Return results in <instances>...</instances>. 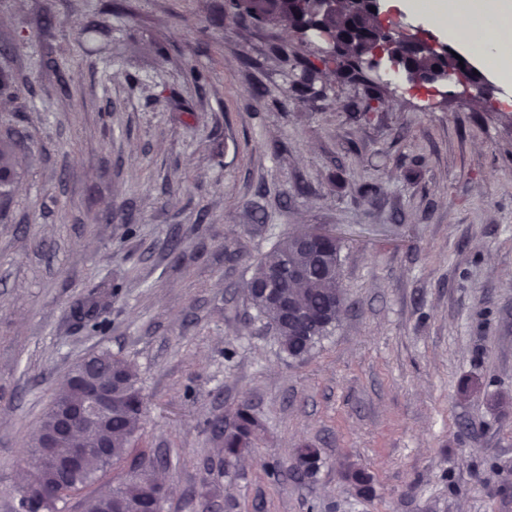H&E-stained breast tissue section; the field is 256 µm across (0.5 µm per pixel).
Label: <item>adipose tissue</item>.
<instances>
[{"mask_svg":"<svg viewBox=\"0 0 512 512\" xmlns=\"http://www.w3.org/2000/svg\"><path fill=\"white\" fill-rule=\"evenodd\" d=\"M397 3L473 57L496 61L497 79L505 84L512 82V0H397Z\"/></svg>","mask_w":512,"mask_h":512,"instance_id":"ef3b65f1","label":"adipose tissue"}]
</instances>
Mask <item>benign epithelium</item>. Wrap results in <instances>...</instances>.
<instances>
[{
	"mask_svg": "<svg viewBox=\"0 0 512 512\" xmlns=\"http://www.w3.org/2000/svg\"><path fill=\"white\" fill-rule=\"evenodd\" d=\"M353 0H313V15L327 16L339 11ZM381 0H360V5L370 13L376 21L380 34L369 37L355 29L346 41H339L325 36L327 52L331 56L346 58V53L354 55L367 77L372 81L371 74L378 72L381 65L396 74H403L410 81L426 85H442L454 76L463 86L464 94L487 100L493 97L494 87L483 74H474L468 60L463 65L448 70L443 67L420 69L415 61L419 58L438 59L451 56L456 52L452 46L441 44L430 36L417 32L408 34L397 31L379 22ZM376 12H371V9ZM298 241L308 250L324 257V240L331 234L323 231H299L294 233ZM280 313L288 317V326L299 336L308 334L315 316L297 311L290 303L281 300L276 302ZM67 384L75 387L81 402L73 404H51L56 412V422L52 429L41 431L39 437L38 471L45 476H57L63 472L82 467L92 457H109L112 455V444L101 441L97 447L89 448L75 439L73 421L78 416H85L99 425L112 420V383H101L92 376V361L84 359L80 368L71 371L67 376Z\"/></svg>",
	"mask_w": 512,
	"mask_h": 512,
	"instance_id": "obj_1",
	"label": "benign epithelium"
}]
</instances>
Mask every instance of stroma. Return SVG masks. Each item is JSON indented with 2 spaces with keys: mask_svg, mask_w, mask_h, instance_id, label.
I'll list each match as a JSON object with an SVG mask.
<instances>
[{
  "mask_svg": "<svg viewBox=\"0 0 512 512\" xmlns=\"http://www.w3.org/2000/svg\"><path fill=\"white\" fill-rule=\"evenodd\" d=\"M218 2L0 0V512L102 349L137 372L162 512H512V85L484 105L329 74L302 98L324 40L214 25ZM302 227L340 236L346 308L294 360L244 287ZM97 287L94 329L72 310ZM244 406L228 466L212 423ZM257 426L255 417L247 408H240L232 422H220L224 441V462L227 465L250 452Z\"/></svg>",
  "mask_w": 512,
  "mask_h": 512,
  "instance_id": "35a3bbf8",
  "label": "stroma"
}]
</instances>
